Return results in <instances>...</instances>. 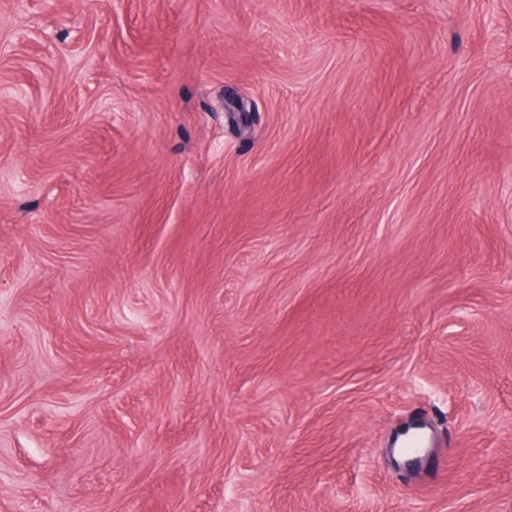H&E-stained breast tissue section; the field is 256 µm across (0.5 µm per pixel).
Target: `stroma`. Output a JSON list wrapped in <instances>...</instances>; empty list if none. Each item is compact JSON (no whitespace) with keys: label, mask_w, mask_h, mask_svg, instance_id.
<instances>
[{"label":"stroma","mask_w":512,"mask_h":512,"mask_svg":"<svg viewBox=\"0 0 512 512\" xmlns=\"http://www.w3.org/2000/svg\"><path fill=\"white\" fill-rule=\"evenodd\" d=\"M0 512H512V0H0Z\"/></svg>","instance_id":"1"}]
</instances>
